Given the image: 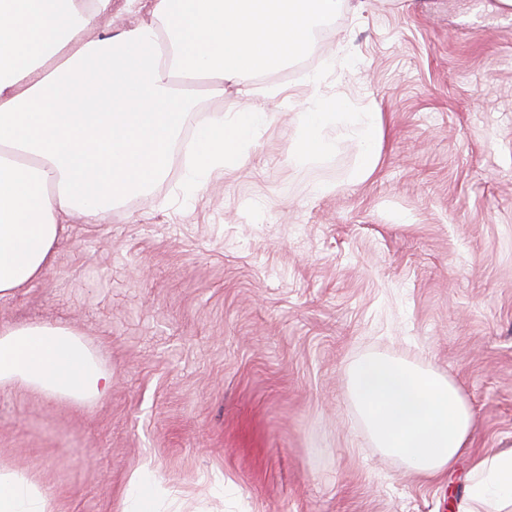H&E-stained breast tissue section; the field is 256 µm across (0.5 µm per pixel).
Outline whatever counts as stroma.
Instances as JSON below:
<instances>
[{
  "label": "stroma",
  "instance_id": "1",
  "mask_svg": "<svg viewBox=\"0 0 512 512\" xmlns=\"http://www.w3.org/2000/svg\"><path fill=\"white\" fill-rule=\"evenodd\" d=\"M328 28L312 70L195 89L165 175L69 216L45 276L0 299V324L78 328L112 375L98 401L0 389V472L53 512H122L146 463L171 512H445L475 457L512 449V14L345 0ZM311 74L380 113L367 179L345 119L333 151L292 160ZM253 105L270 123L194 191L197 123ZM375 355L461 388L470 448L441 478L368 433L348 371Z\"/></svg>",
  "mask_w": 512,
  "mask_h": 512
}]
</instances>
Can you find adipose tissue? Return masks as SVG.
<instances>
[{
  "label": "adipose tissue",
  "instance_id": "1",
  "mask_svg": "<svg viewBox=\"0 0 512 512\" xmlns=\"http://www.w3.org/2000/svg\"><path fill=\"white\" fill-rule=\"evenodd\" d=\"M150 18L92 40L78 34L112 0H0V298L41 279L70 213L96 222L125 194L166 173L192 100L280 70L315 41L343 0H127ZM106 71L89 88L91 66ZM300 114L296 159L328 152L324 129L347 99L326 98L318 78ZM270 115L251 107L196 130V169L237 166ZM380 115L361 112L351 130L364 180L377 157ZM23 385L75 401L105 397L112 377L78 330L0 325V387ZM348 391L381 451L416 476L435 479L469 444L472 410L434 370L371 356L350 370ZM149 468L129 481L123 512H160ZM0 512H51L26 477L0 473ZM458 512H512V449L474 459Z\"/></svg>",
  "mask_w": 512,
  "mask_h": 512
}]
</instances>
